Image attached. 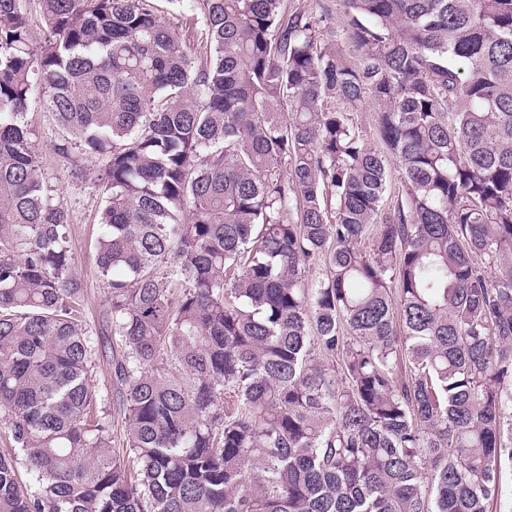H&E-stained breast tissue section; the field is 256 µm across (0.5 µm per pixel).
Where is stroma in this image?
Segmentation results:
<instances>
[{
	"label": "stroma",
	"mask_w": 512,
	"mask_h": 512,
	"mask_svg": "<svg viewBox=\"0 0 512 512\" xmlns=\"http://www.w3.org/2000/svg\"><path fill=\"white\" fill-rule=\"evenodd\" d=\"M28 119L39 165L70 212V239L83 289V317L99 341L91 385L99 409L104 410L110 422L112 447L120 454L124 451L122 388L114 375L107 288L95 265L98 215L102 207V197L93 183L97 164L94 159L78 152L67 159L55 153L53 144L58 137V128L51 113L43 111L39 105L31 106Z\"/></svg>",
	"instance_id": "stroma-1"
}]
</instances>
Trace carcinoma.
I'll list each match as a JSON object with an SVG mask.
<instances>
[{
    "label": "carcinoma",
    "instance_id": "1",
    "mask_svg": "<svg viewBox=\"0 0 512 512\" xmlns=\"http://www.w3.org/2000/svg\"><path fill=\"white\" fill-rule=\"evenodd\" d=\"M184 2L0 0V512H489L512 469V0H341L356 64L284 0H191L188 35ZM35 86L55 152L100 163L135 480L88 418ZM374 112L369 108L355 112L352 116L354 123L362 132L364 143L374 150H382V143L378 135Z\"/></svg>",
    "mask_w": 512,
    "mask_h": 512
}]
</instances>
